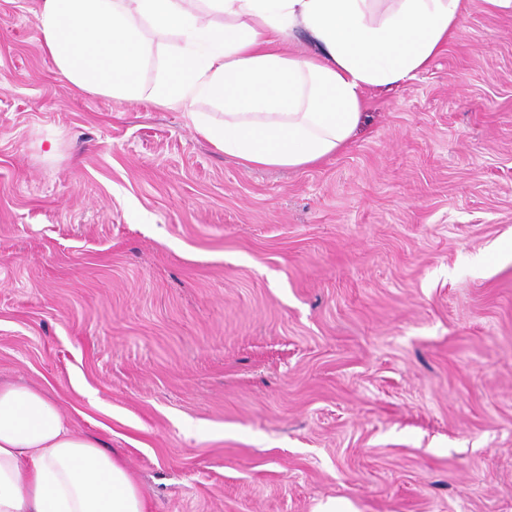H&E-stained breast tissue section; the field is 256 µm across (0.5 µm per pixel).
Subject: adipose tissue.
I'll list each match as a JSON object with an SVG mask.
<instances>
[{"label": "adipose tissue", "mask_w": 512, "mask_h": 512, "mask_svg": "<svg viewBox=\"0 0 512 512\" xmlns=\"http://www.w3.org/2000/svg\"><path fill=\"white\" fill-rule=\"evenodd\" d=\"M466 0H43V46L78 89L185 113L247 166L344 150L365 94L424 72ZM305 33L314 53L290 51ZM208 103L224 113L212 120ZM0 512H150L123 459L39 386L0 381Z\"/></svg>", "instance_id": "obj_1"}]
</instances>
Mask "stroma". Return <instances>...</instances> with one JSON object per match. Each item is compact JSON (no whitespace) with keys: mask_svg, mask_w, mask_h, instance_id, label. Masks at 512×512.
Wrapping results in <instances>:
<instances>
[{"mask_svg":"<svg viewBox=\"0 0 512 512\" xmlns=\"http://www.w3.org/2000/svg\"><path fill=\"white\" fill-rule=\"evenodd\" d=\"M39 6L0 0V378L151 512H512V9L280 169L72 88Z\"/></svg>","mask_w":512,"mask_h":512,"instance_id":"35a3bbf8","label":"stroma"}]
</instances>
